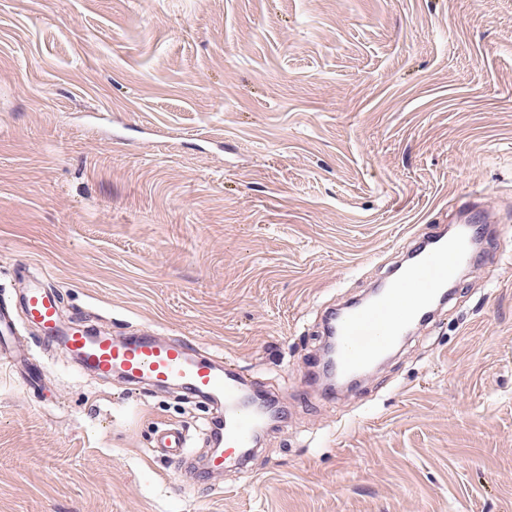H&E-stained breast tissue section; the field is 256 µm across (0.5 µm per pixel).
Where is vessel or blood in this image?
Wrapping results in <instances>:
<instances>
[{"label": "vessel or blood", "mask_w": 512, "mask_h": 512, "mask_svg": "<svg viewBox=\"0 0 512 512\" xmlns=\"http://www.w3.org/2000/svg\"><path fill=\"white\" fill-rule=\"evenodd\" d=\"M475 231L472 224L458 225L452 235L434 227L409 252L406 265L400 267L394 280L382 286L372 299L342 310L334 321L337 376L360 374L396 348L440 289L470 262ZM21 307L28 320L42 329L44 343L61 346L80 360L85 371L105 379L118 376L132 384L174 385L222 406L224 435L208 457L210 471H223L229 459L244 462L250 458L263 417L251 404L242 378L231 368H220L201 358L188 341H162L145 328L117 339L90 335L79 323L62 324L59 296L50 288L28 289L21 298ZM13 334L12 317L8 309L0 308V358L11 368L20 363L5 348ZM153 450L181 468L187 455L186 436L176 427L158 429Z\"/></svg>", "instance_id": "obj_1"}]
</instances>
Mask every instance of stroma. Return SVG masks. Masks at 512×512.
Returning <instances> with one entry per match:
<instances>
[{"label": "stroma", "mask_w": 512, "mask_h": 512, "mask_svg": "<svg viewBox=\"0 0 512 512\" xmlns=\"http://www.w3.org/2000/svg\"><path fill=\"white\" fill-rule=\"evenodd\" d=\"M469 191L490 241L356 391L305 380L321 309L363 297ZM147 323L284 407L248 472L179 490L157 428L219 408L0 366V512H512V0H0V304Z\"/></svg>", "instance_id": "1"}]
</instances>
